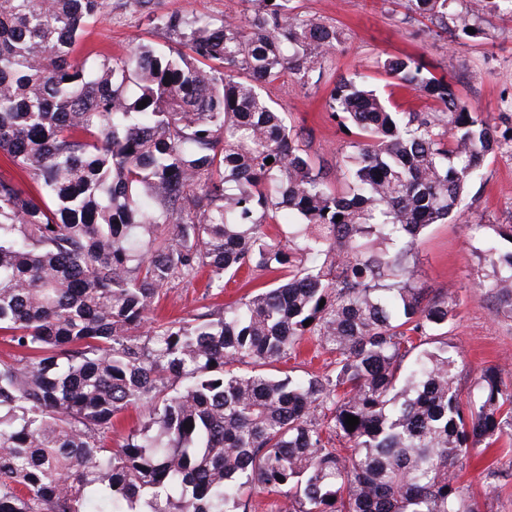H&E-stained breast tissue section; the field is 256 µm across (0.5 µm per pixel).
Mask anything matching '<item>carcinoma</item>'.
Here are the masks:
<instances>
[{
    "mask_svg": "<svg viewBox=\"0 0 512 512\" xmlns=\"http://www.w3.org/2000/svg\"><path fill=\"white\" fill-rule=\"evenodd\" d=\"M151 2L0 0V154L37 185L0 178V331L26 352L0 360V512H252L255 489L284 512H481L457 470L512 439V389L487 367L461 399L456 292L417 285L408 259L512 141V113L498 136L421 58L389 57L435 109L337 77L327 107L356 140L330 173L262 85L311 83L335 26L249 0L244 22L158 16L167 54L75 56L98 16ZM402 6L454 39L512 17V0ZM490 251L512 314V249ZM243 269L272 279L142 331L171 281ZM308 336L331 371L268 372ZM133 406L141 426L106 446Z\"/></svg>",
    "mask_w": 512,
    "mask_h": 512,
    "instance_id": "1",
    "label": "carcinoma"
}]
</instances>
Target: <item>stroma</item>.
<instances>
[{
    "label": "stroma",
    "instance_id": "obj_1",
    "mask_svg": "<svg viewBox=\"0 0 512 512\" xmlns=\"http://www.w3.org/2000/svg\"><path fill=\"white\" fill-rule=\"evenodd\" d=\"M295 5L298 13L336 26L339 40L322 61L320 82L303 87L286 73L267 85L266 92L317 164L337 168L352 140L326 110L332 81L357 72L374 86L388 87L379 66L388 57H421L490 125L501 126L502 113L512 110V17L486 12L484 37L457 40L431 34L426 19L403 22L398 0H295ZM253 10L250 0H159L157 7L161 14L217 19L248 17ZM170 43L165 29L151 23L146 13L127 7L91 25L77 52L119 56L135 44L164 49ZM475 224L480 227L476 233L471 230ZM500 224H512V146L507 144L488 159L455 215L426 229L410 260L423 287H452L458 293L457 314L447 336L460 356L455 383L464 394L472 390L481 370L492 365L512 387V317L503 313L487 286L491 268L483 253ZM266 281L263 275L243 274L219 290L208 287L203 275L189 282L175 280L163 288L156 315L188 319L203 309L236 302ZM459 483L479 501L482 512H512V440L473 451L459 472Z\"/></svg>",
    "mask_w": 512,
    "mask_h": 512
}]
</instances>
